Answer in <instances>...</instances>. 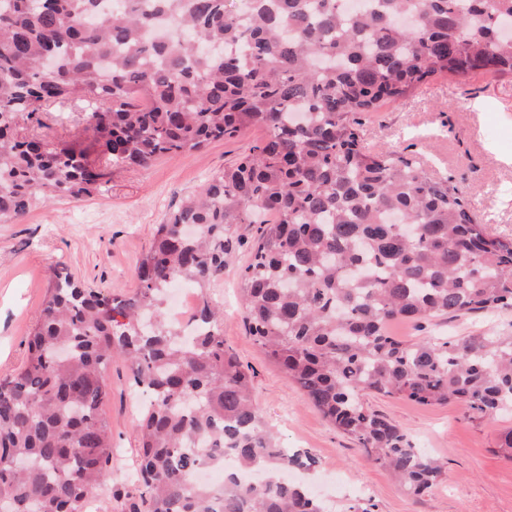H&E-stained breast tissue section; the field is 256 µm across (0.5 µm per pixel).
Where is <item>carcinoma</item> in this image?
<instances>
[{
  "mask_svg": "<svg viewBox=\"0 0 512 512\" xmlns=\"http://www.w3.org/2000/svg\"><path fill=\"white\" fill-rule=\"evenodd\" d=\"M0 0V218L103 192L146 168L260 126L268 138L157 225L138 289L103 293L53 271L22 368L0 379V512H86L105 485L100 412L112 359L148 397L138 424L149 512H329L301 477L317 460L266 428L224 346L223 311L168 318V291L205 295L234 224H262L240 271L248 333L340 432L418 497L444 465L362 401L434 406L472 421L512 410V333L403 342L395 319L512 309V240L480 224L452 179L374 152L360 114L442 74L512 76V0ZM167 21L175 33L149 44ZM54 71L40 70L47 55ZM84 113L99 164L47 141V112ZM193 226V236L183 234ZM258 476L247 480L241 472Z\"/></svg>",
  "mask_w": 512,
  "mask_h": 512,
  "instance_id": "carcinoma-1",
  "label": "carcinoma"
}]
</instances>
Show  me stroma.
I'll return each mask as SVG.
<instances>
[{
	"label": "stroma",
	"instance_id": "1",
	"mask_svg": "<svg viewBox=\"0 0 512 512\" xmlns=\"http://www.w3.org/2000/svg\"><path fill=\"white\" fill-rule=\"evenodd\" d=\"M360 131L374 148L395 146L421 154L434 176L453 179L470 193L476 218L490 234L512 239V78L436 79L402 102L365 113ZM266 136L264 128L253 127L201 152L170 154L146 168L114 172L104 194L81 202L58 197L21 221H0V378L12 375L26 359L27 338L54 269L66 268L106 293H132L138 285L135 263L156 225ZM260 233L257 224L232 226L233 248L208 299L224 308V344L248 367L254 403L266 425L283 447L302 448L317 458L312 478L317 497L331 512H346L356 502L373 504L374 512H512V460L497 448L500 434L512 428V412L472 422L455 404L432 407L365 396L366 405L400 425L416 447L446 464L440 483L413 497L337 432L265 356L247 333L238 278ZM505 328L512 329V311L493 318L400 319L389 325L391 334L410 342L489 336ZM106 382L109 396L102 414L112 428V460L96 508L147 512L137 473V424L146 398L122 361H113Z\"/></svg>",
	"mask_w": 512,
	"mask_h": 512
}]
</instances>
